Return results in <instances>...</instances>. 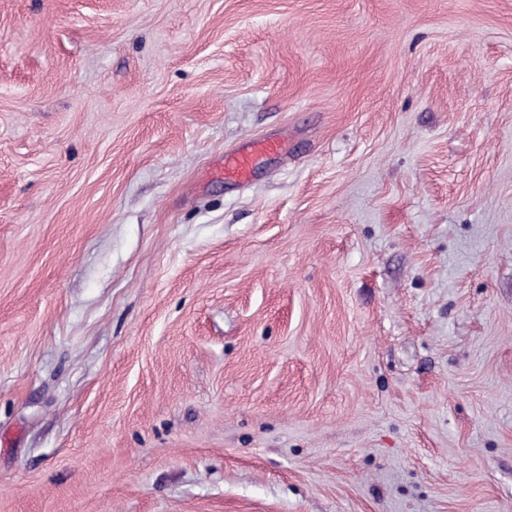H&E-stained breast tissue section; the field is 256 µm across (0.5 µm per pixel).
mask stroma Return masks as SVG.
I'll return each instance as SVG.
<instances>
[{"label": "stroma", "mask_w": 512, "mask_h": 512, "mask_svg": "<svg viewBox=\"0 0 512 512\" xmlns=\"http://www.w3.org/2000/svg\"><path fill=\"white\" fill-rule=\"evenodd\" d=\"M0 512H512V0H0ZM280 144L276 139H262L251 141L246 146L224 157L216 170L225 180L241 182L248 179L252 172L255 160L263 154L276 153Z\"/></svg>", "instance_id": "stroma-1"}]
</instances>
